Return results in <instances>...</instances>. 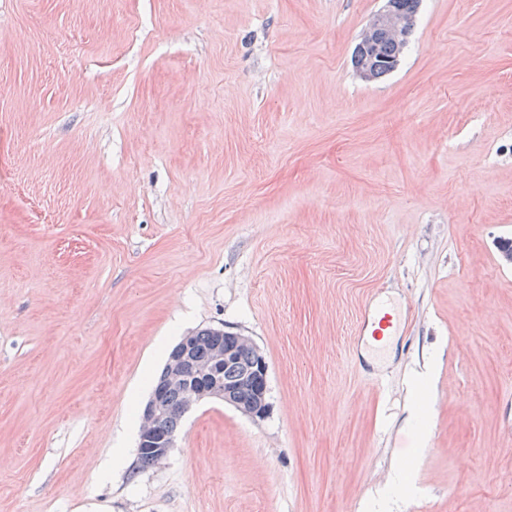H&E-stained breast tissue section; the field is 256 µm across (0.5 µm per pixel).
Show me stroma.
<instances>
[{
  "label": "stroma",
  "instance_id": "1",
  "mask_svg": "<svg viewBox=\"0 0 512 512\" xmlns=\"http://www.w3.org/2000/svg\"><path fill=\"white\" fill-rule=\"evenodd\" d=\"M382 5L0 0V512H512V0H421L367 81ZM204 328L268 412L205 400L140 468ZM391 0H387L384 8L377 13L367 25L360 37L359 45L361 47L371 44L376 31L381 28L386 31L394 40L399 41L402 38V24L398 14L404 20L406 37L403 42H408L411 34L414 20L418 11L420 0H394V6L397 12L392 8ZM398 13V14H397ZM384 31L377 32L374 42L371 45L361 49L359 53H353L354 67L361 72L368 73L363 76L365 79H379L392 70L389 68V62L402 53L400 48L403 42L395 43ZM392 67L397 66L396 61H391ZM206 328L193 334V358L196 361L205 359L211 348L216 344L224 346V349L216 345L209 356L207 362L193 365L190 361L191 355V337L185 336L178 345L172 350L167 363V383L169 387L179 386L184 391L182 394L177 389H168L165 382L164 369L154 384L155 389L161 392L153 394L149 402L145 405L142 413L141 428L139 434L138 453L148 451L153 455L154 464H159L164 460L170 448L175 446V433L163 431H176L182 414L179 412L188 411L193 404L205 398H221L225 403L232 404L240 412L252 418H261L265 415L267 374L268 365L260 349L256 346L249 336L241 334H231L238 344L249 346L254 353V365L252 355L249 349L241 348L236 345L232 336H223L228 334L223 330ZM235 349V362L224 367L232 358ZM226 349V350H225ZM253 365V369H252ZM224 369L219 373L217 379L221 380L226 386L237 390V396L241 401H249L253 393L249 387L240 382L244 373L243 381L252 387L256 401L253 404L239 403L233 400L229 391L218 389V382L215 380V374L218 370ZM252 369V370H251ZM193 380V381H192ZM168 403V412L160 419L159 428H156L159 419V411L163 396Z\"/></svg>",
  "mask_w": 512,
  "mask_h": 512
}]
</instances>
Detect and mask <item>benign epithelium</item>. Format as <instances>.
I'll return each mask as SVG.
<instances>
[{
    "label": "benign epithelium",
    "mask_w": 512,
    "mask_h": 512,
    "mask_svg": "<svg viewBox=\"0 0 512 512\" xmlns=\"http://www.w3.org/2000/svg\"><path fill=\"white\" fill-rule=\"evenodd\" d=\"M401 27V20L388 0L384 8L374 16L362 32L360 46L372 43L376 31L380 28L398 41L402 38ZM234 338L237 343L250 347L254 353L253 369L244 375L243 381L252 387L256 401L252 404L239 403L233 400L229 391L217 388L215 374L231 360L232 351L217 345L212 349L207 362L195 365L190 361L191 337L186 336L172 350L167 363L168 386H179L184 391L181 412L188 411L193 404L202 399L217 397L252 418H261L265 415L268 374L266 359L250 337L236 334ZM162 399V393L156 392L145 405L138 444V452H150L156 464L164 460L170 448L175 446V434L156 428Z\"/></svg>",
    "instance_id": "obj_1"
}]
</instances>
